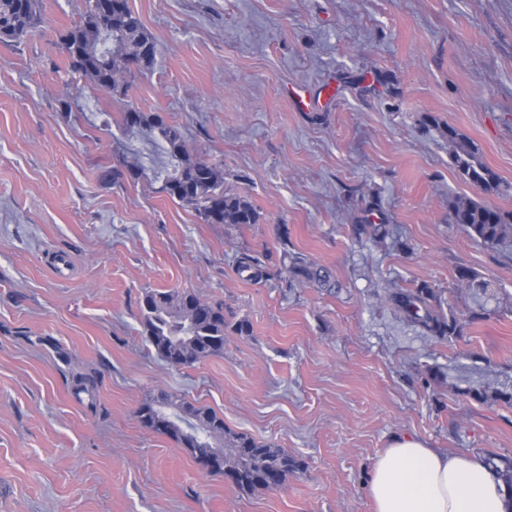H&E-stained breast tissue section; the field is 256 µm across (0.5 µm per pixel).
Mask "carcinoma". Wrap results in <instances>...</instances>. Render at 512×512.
<instances>
[{"label": "carcinoma", "instance_id": "1", "mask_svg": "<svg viewBox=\"0 0 512 512\" xmlns=\"http://www.w3.org/2000/svg\"><path fill=\"white\" fill-rule=\"evenodd\" d=\"M105 0H85L79 24L60 35V49L70 67L89 79L98 88L123 96L127 92L125 76L132 74L130 57L138 60L143 71L152 69L158 46L146 30L129 0H111L112 17L98 13ZM40 0H0V43L17 44L41 25ZM112 41V51L99 49L100 40ZM128 128H147L156 141L164 143L170 168L165 170L162 191L178 202L193 208L205 224H258L261 215L245 196L224 189V169L193 154L179 128L165 123L159 116L128 107L123 112ZM448 141L457 144L452 162L460 175L478 185L487 194H499L503 183L478 156V149L455 128L448 127ZM452 221L474 240L492 249L512 251V212L492 205L458 197L450 204ZM355 235L385 239L384 224H357ZM288 255V250H283ZM290 256V255H288ZM292 279L317 288L330 286L328 270L306 258L290 256L283 265ZM235 270L238 276L255 284L268 281L271 271L261 257L247 252L239 254ZM456 290L474 304L468 312V322L481 318L484 303L497 299L491 283L478 272L462 269L458 272ZM399 318L419 330L420 335L433 339L453 340L462 336L465 322L450 310L443 311L436 291L422 282L388 295ZM142 334L156 354L172 366L190 367L224 349V339L231 333L247 336L249 323L230 322L224 315V301L202 300L189 289L148 291L143 298ZM459 394L481 403L512 404V385L489 387L479 385L461 388L452 385ZM164 407L171 420L172 431L156 428L185 448L198 463H205L214 448L223 446L224 474L244 492L271 490L282 485L286 477L301 469V463L282 448L262 443L244 434H232L224 426V418L210 408L195 406L175 393L163 392L152 397L144 408ZM493 469L512 492V459L496 454L486 457Z\"/></svg>", "mask_w": 512, "mask_h": 512}]
</instances>
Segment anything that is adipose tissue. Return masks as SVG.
<instances>
[{"instance_id": "ef3b65f1", "label": "adipose tissue", "mask_w": 512, "mask_h": 512, "mask_svg": "<svg viewBox=\"0 0 512 512\" xmlns=\"http://www.w3.org/2000/svg\"><path fill=\"white\" fill-rule=\"evenodd\" d=\"M375 512H506L505 485L476 456L449 455L413 436L396 439L374 463Z\"/></svg>"}]
</instances>
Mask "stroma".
Instances as JSON below:
<instances>
[{"label": "stroma", "instance_id": "stroma-1", "mask_svg": "<svg viewBox=\"0 0 512 512\" xmlns=\"http://www.w3.org/2000/svg\"><path fill=\"white\" fill-rule=\"evenodd\" d=\"M129 3L159 53L123 97L59 48L84 0H42L40 33L0 45V512H373L372 467L400 436L512 458V406L448 388L512 380V310L489 302L451 345L385 300L425 282L466 315L464 268L512 297V254L449 209L466 196L512 211V0ZM130 105L219 163L260 222L205 224L163 192L165 156L125 128ZM448 126L507 192L462 178ZM358 224L393 234L359 239ZM244 250L275 271L302 253L333 285L246 282ZM183 288L223 300L251 334L166 364L140 334V303ZM163 391L302 470L254 493L208 474L141 424Z\"/></svg>", "mask_w": 512, "mask_h": 512}]
</instances>
